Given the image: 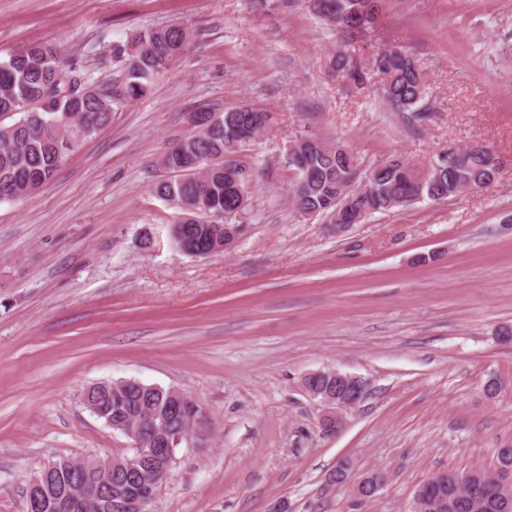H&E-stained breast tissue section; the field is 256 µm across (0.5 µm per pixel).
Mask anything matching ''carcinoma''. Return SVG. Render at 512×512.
<instances>
[{
  "label": "carcinoma",
  "mask_w": 512,
  "mask_h": 512,
  "mask_svg": "<svg viewBox=\"0 0 512 512\" xmlns=\"http://www.w3.org/2000/svg\"><path fill=\"white\" fill-rule=\"evenodd\" d=\"M311 10L339 34L355 42L375 25L380 0H307ZM187 32L179 25L137 31L112 44L111 55L97 59V69L112 77L93 81L78 63L67 59L48 42L28 44L0 58V201L28 196L49 184L68 156L110 126L116 113L144 98L154 80L164 73L187 46ZM336 73L357 88L371 75L381 76L378 93L403 114L415 130L428 120V92L417 60L406 50L386 47L370 59L348 48L336 53ZM203 121L161 153L157 166L167 177L156 182L152 194L183 214L179 231L170 225L171 245L187 253L193 243L208 248L224 245V225L241 235L245 225L237 218L250 205V182L255 170L239 159L241 151L269 126L266 112L252 107L215 112L204 110ZM288 166L296 180L293 198L301 215L331 217L362 183L369 194L355 201L369 213L387 212L423 200L455 197L499 180L504 165L488 145L444 147L427 170L419 174L403 158L394 157L362 171L347 148L319 137L304 136L293 143ZM99 406L105 421L137 420L144 405L161 413L156 419L169 436L182 426L194 404H178L170 389L145 390L137 381L94 383L84 390ZM497 467L482 488L469 493L458 484L424 488L420 512H502L499 485L501 468L512 469V448H499ZM50 481L67 498H95L92 512H114L110 500L98 497L96 487L118 483L112 473L85 475L56 471Z\"/></svg>",
  "instance_id": "1"
}]
</instances>
